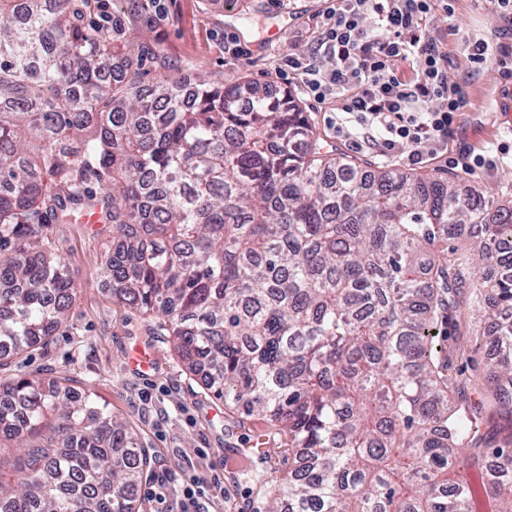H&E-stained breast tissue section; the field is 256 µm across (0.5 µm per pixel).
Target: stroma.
<instances>
[{
  "label": "stroma",
  "instance_id": "stroma-1",
  "mask_svg": "<svg viewBox=\"0 0 512 512\" xmlns=\"http://www.w3.org/2000/svg\"><path fill=\"white\" fill-rule=\"evenodd\" d=\"M450 11L435 10L429 17L432 32L441 38L448 57L442 62L450 81L464 85L468 105L458 113L448 136L447 151L429 164H410L384 146L383 133L362 146L336 131V100L320 101L278 68L292 53H306L316 44L326 0H225L205 8L200 0H165L168 21L155 34L164 53L179 65L166 72L149 69L142 84L167 78L180 80L205 74L241 87L274 85L290 92L329 145L347 156L366 160L385 170L417 174L448 173L466 188L507 205L512 203V164L489 171L467 173L457 164L461 149L496 151L512 142V76L498 62L502 47L512 46V17L496 0H448ZM489 41L488 60L480 69L467 61L468 40ZM58 253L82 278L66 327L48 345L24 354L19 363L0 367V380L18 371L42 378H65L81 390L94 386L114 414L130 423L139 443L150 448L155 467L176 474L166 503L156 502L147 483L135 496L143 512H180L183 483L200 479L198 512H266L269 494L288 477V463L280 450L286 436L266 421L241 420L212 397L199 378L186 373L168 337L160 335L152 319L115 303L97 272L110 240L98 235L86 221L61 224L56 229ZM144 345L155 359L146 376L132 371L127 356L134 345ZM266 448L254 469L267 475L265 485L248 480L242 470L225 460L240 449Z\"/></svg>",
  "mask_w": 512,
  "mask_h": 512
}]
</instances>
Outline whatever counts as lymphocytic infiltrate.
<instances>
[{"label": "lymphocytic infiltrate", "mask_w": 512, "mask_h": 512, "mask_svg": "<svg viewBox=\"0 0 512 512\" xmlns=\"http://www.w3.org/2000/svg\"><path fill=\"white\" fill-rule=\"evenodd\" d=\"M437 0H336L324 14L320 56L292 54L285 64L293 79L317 99L335 96L338 125L385 135L387 149L414 164L435 158L448 145L457 112L467 104L463 85L449 81L446 56L428 18ZM332 60L323 67L319 59Z\"/></svg>", "instance_id": "lymphocytic-infiltrate-1"}]
</instances>
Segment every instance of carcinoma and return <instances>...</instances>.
<instances>
[{
    "label": "carcinoma",
    "instance_id": "1",
    "mask_svg": "<svg viewBox=\"0 0 512 512\" xmlns=\"http://www.w3.org/2000/svg\"><path fill=\"white\" fill-rule=\"evenodd\" d=\"M154 27V0H0V359L66 323L81 283L55 231L92 218L112 300L287 434L267 512H471L494 462L482 491L512 512V206L338 154L290 95L242 105L199 76L186 108L137 81L172 68ZM467 305L494 348L481 385L445 345ZM3 438L25 453L0 512H141L153 457L93 387L19 373Z\"/></svg>",
    "mask_w": 512,
    "mask_h": 512
}]
</instances>
